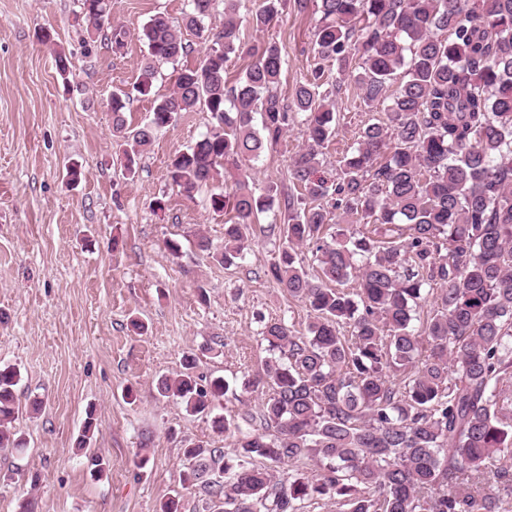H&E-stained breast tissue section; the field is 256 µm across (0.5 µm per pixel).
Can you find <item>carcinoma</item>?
Returning a JSON list of instances; mask_svg holds the SVG:
<instances>
[{
	"mask_svg": "<svg viewBox=\"0 0 512 512\" xmlns=\"http://www.w3.org/2000/svg\"><path fill=\"white\" fill-rule=\"evenodd\" d=\"M80 2L88 24L123 49L127 30L112 22L109 0ZM188 2L185 27L207 43L200 64L180 69L171 91L153 90L155 66L188 54L182 30L157 13L142 27L138 81L108 101L129 145L126 169L169 119L203 108L213 128L170 162L172 184L192 197L302 117L306 145L290 169L297 192L270 225L281 245L268 274L310 322L303 336L281 320L265 324L268 357L244 382L266 390L258 411L215 421L233 438L229 450L185 448L181 484H203L217 512H298L321 497L345 512H512V0H320L315 57L336 65V88L350 80L385 112L345 151L334 180L320 174V148L336 134L322 66L285 99L281 51L246 46L241 0H224L208 26L212 0ZM285 2L260 0L252 29L265 30ZM242 52L256 61L232 82L224 63ZM135 95L152 108L132 127L124 112ZM233 179L219 253L227 268L245 258L243 226L278 197L253 191L246 170ZM310 244L317 276L301 257ZM428 300L433 315L419 332L414 312ZM195 362L184 355L183 370L156 389L203 413L229 385L202 381ZM19 381V369L0 367V449L21 455L26 441L11 430ZM95 428L90 408L78 447Z\"/></svg>",
	"mask_w": 512,
	"mask_h": 512,
	"instance_id": "1",
	"label": "carcinoma"
}]
</instances>
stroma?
I'll list each match as a JSON object with an SVG mask.
<instances>
[{
    "label": "stroma",
    "mask_w": 512,
    "mask_h": 512,
    "mask_svg": "<svg viewBox=\"0 0 512 512\" xmlns=\"http://www.w3.org/2000/svg\"><path fill=\"white\" fill-rule=\"evenodd\" d=\"M111 5L113 20L129 31L118 53L88 29L78 0H0V365L19 368L23 407L43 403L39 414L23 410L14 423L27 453L0 451V512H18L29 497L36 512H156L176 493L182 512H209L205 490L179 482L184 447H229L212 421L255 407L256 394L242 383L266 355L265 323L281 320L302 334L310 321L303 303L269 279L279 242L261 225L247 230L246 259L229 269L197 245L204 235L222 246L226 216L204 195L178 193L168 163L210 129L209 112L182 114L143 152L135 174L126 173L107 99L138 80L149 17L162 12L181 25L188 0ZM319 17L318 0H307L264 32L243 29L249 43L279 47L282 96H292L315 62ZM43 30L53 45L39 40ZM59 51L70 61L65 81L55 68ZM336 113V135L321 155L331 175L383 110L367 108L349 82L336 95ZM304 144L297 120L258 160H242L255 191L274 185L291 193V158ZM73 161L84 172L76 184L65 172ZM158 198L165 210L153 209ZM168 239L179 243L178 254L165 250ZM134 318L143 333L131 330ZM189 353L197 375L224 377L236 397L206 414L159 397L157 378L178 373ZM90 407L97 430L80 450ZM93 455L106 465L99 480L90 475Z\"/></svg>",
    "instance_id": "stroma-1"
}]
</instances>
